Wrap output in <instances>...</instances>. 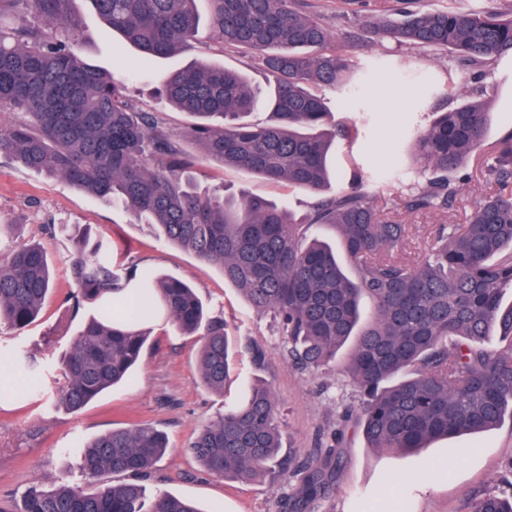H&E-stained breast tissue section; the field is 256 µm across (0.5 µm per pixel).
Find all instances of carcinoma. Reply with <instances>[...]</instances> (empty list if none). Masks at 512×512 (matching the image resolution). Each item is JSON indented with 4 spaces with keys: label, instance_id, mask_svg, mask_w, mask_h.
<instances>
[{
    "label": "carcinoma",
    "instance_id": "carcinoma-1",
    "mask_svg": "<svg viewBox=\"0 0 512 512\" xmlns=\"http://www.w3.org/2000/svg\"><path fill=\"white\" fill-rule=\"evenodd\" d=\"M72 0H0V154L22 167L61 177L86 194L120 201L164 238L217 266L285 336V354L305 370L337 363L358 400L343 407L340 425L312 455L284 459L279 405L264 383L205 425L189 452L210 472L240 480L279 470L296 480L292 512H314L343 468L348 426L371 448L411 452L439 438L477 433L512 420V131L493 146L489 169L496 192L462 224H440L425 255H399L409 232L401 211L446 212L457 201L454 175L485 142L488 110L462 101L415 133L421 175L382 214L352 185L327 192L330 154L359 135L356 124L327 125L328 102L317 89L365 94L368 80L350 64L330 31L294 0H209L210 26L227 47L265 54L275 76L267 97L269 123L247 120L257 93L238 73L196 64L162 81L166 101L195 119L185 132L165 128L123 83L75 52L67 32L78 26ZM112 32L140 52L166 56L189 50L200 19L195 0H92ZM393 24H370L382 39L444 50L483 77L512 57V16L444 8L410 10ZM205 162L238 167L306 192L293 218L288 204L224 190H201L190 176L187 145ZM332 227L353 265L348 275L325 242L310 231ZM77 306L98 305L62 360L56 403L75 412L128 381L149 338L144 324L162 311L180 332L198 336L205 385L223 393L239 353L224 321L207 316L186 282L142 268L112 265V245L84 236L67 256ZM51 289L50 265L30 245L0 253V329L26 328ZM373 307L372 318L362 306ZM499 344L487 347L491 334ZM42 391L41 367L27 354L0 355V367ZM167 450L150 425L114 429L81 451L78 469L93 490L60 484L31 488L21 512H201L168 492L145 497L137 477ZM105 472L131 476L100 484ZM468 512H512V493L485 490Z\"/></svg>",
    "mask_w": 512,
    "mask_h": 512
}]
</instances>
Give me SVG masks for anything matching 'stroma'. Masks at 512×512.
<instances>
[{
    "label": "stroma",
    "mask_w": 512,
    "mask_h": 512,
    "mask_svg": "<svg viewBox=\"0 0 512 512\" xmlns=\"http://www.w3.org/2000/svg\"><path fill=\"white\" fill-rule=\"evenodd\" d=\"M299 9L319 19L361 71L374 80L376 92L367 101L331 93L337 107L334 120L354 122L362 130L353 143L336 149L335 184L362 180L378 205L398 199L407 182L387 180L384 166L413 164V130L426 127L435 111L448 103V90L465 97L480 89L489 108L487 143L512 128V58L496 62L489 78L475 80L473 72L444 52L413 45L395 46L371 37L354 46L349 35L360 25L390 19L398 0H355L353 11H337L333 0H296ZM202 19L194 48L166 57H147L126 47L104 24L91 0H74L79 24L74 48L97 69L123 80L128 96L150 112L166 115L169 130L183 132L193 119L166 102L159 93L165 73L194 64L216 63L243 73L249 84L267 91L273 77L260 65L258 54H243L217 44L208 23V0H196ZM485 158L472 156L463 168L466 181L448 212L404 214L409 226L402 255L413 259L424 251L440 224L463 223L490 192L484 176ZM203 188L223 187L271 201H287L303 213L308 195L213 163L197 165ZM0 223L10 225V239L20 245L36 242L53 265L54 290L35 322L23 332L0 333V347L28 351L58 371L69 348L70 335L83 326L90 310H73L75 286L65 261L85 231L101 232L114 247L116 267L138 265L190 283L210 316L222 319L244 349L237 359V379L225 393L208 389L197 368L196 337L179 334L167 322L154 325L142 362L130 382L111 388L79 412L51 401L15 392L0 401V512H18L29 488L77 483V462L83 445L115 428L148 424L166 433L167 455L140 482L148 494L169 492L186 497L201 512H289V486L276 477L238 481L205 470L188 455L196 433L239 401L258 379L268 381L281 409L283 449L305 455L336 429L337 412L353 402L355 387L337 367L303 370L285 355L284 338L272 316L261 315L224 281L218 267L207 265L159 238L154 226L137 223L123 206L91 196L59 177L22 168L0 155ZM261 346L263 366L254 365L247 344ZM512 459V422L477 435L441 440L400 456L368 447L362 434L347 433L346 464L319 512H390L386 491L399 488L408 512H465L470 497L502 486L505 465Z\"/></svg>",
    "instance_id": "35a3bbf8"
}]
</instances>
